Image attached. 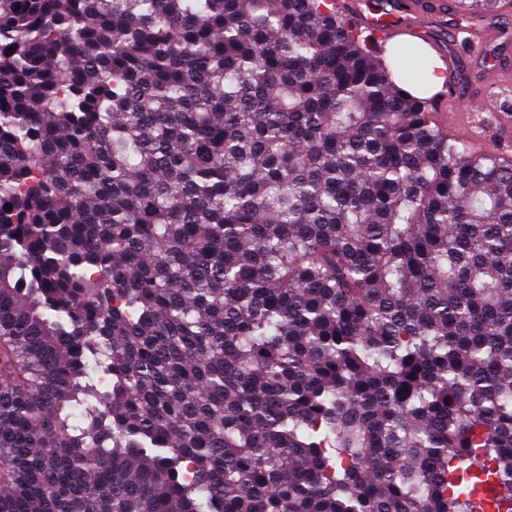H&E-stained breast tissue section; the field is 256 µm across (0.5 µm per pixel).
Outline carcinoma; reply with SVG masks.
<instances>
[{"label":"carcinoma","mask_w":512,"mask_h":512,"mask_svg":"<svg viewBox=\"0 0 512 512\" xmlns=\"http://www.w3.org/2000/svg\"><path fill=\"white\" fill-rule=\"evenodd\" d=\"M419 71L336 0H0V512H512V158Z\"/></svg>","instance_id":"cac0c4a2"}]
</instances>
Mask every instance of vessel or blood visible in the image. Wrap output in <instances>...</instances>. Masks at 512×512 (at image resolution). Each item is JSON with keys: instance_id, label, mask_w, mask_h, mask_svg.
Here are the masks:
<instances>
[{"instance_id": "vessel-or-blood-1", "label": "vessel or blood", "mask_w": 512, "mask_h": 512, "mask_svg": "<svg viewBox=\"0 0 512 512\" xmlns=\"http://www.w3.org/2000/svg\"><path fill=\"white\" fill-rule=\"evenodd\" d=\"M336 8L349 15L360 30L384 43L402 35L437 43L448 16L447 0H338ZM483 83V103L495 112L493 135H486L478 114L464 110L458 94L449 90L435 100L434 119L449 136L482 149L495 142L511 143L512 113L496 111L495 106L499 96L512 92V71L492 66L485 70Z\"/></svg>"}]
</instances>
